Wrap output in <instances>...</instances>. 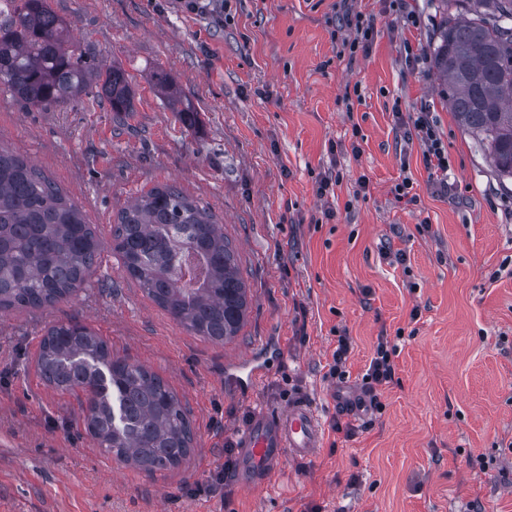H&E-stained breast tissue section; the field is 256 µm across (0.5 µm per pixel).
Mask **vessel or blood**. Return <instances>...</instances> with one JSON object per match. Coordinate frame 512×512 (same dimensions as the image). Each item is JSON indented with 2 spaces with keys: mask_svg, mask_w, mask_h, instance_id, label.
Instances as JSON below:
<instances>
[{
  "mask_svg": "<svg viewBox=\"0 0 512 512\" xmlns=\"http://www.w3.org/2000/svg\"><path fill=\"white\" fill-rule=\"evenodd\" d=\"M319 441V424L307 402L294 401L285 409L254 415L239 437L245 468L241 483L263 482L285 459L311 458Z\"/></svg>",
  "mask_w": 512,
  "mask_h": 512,
  "instance_id": "b4317fda",
  "label": "vessel or blood"
}]
</instances>
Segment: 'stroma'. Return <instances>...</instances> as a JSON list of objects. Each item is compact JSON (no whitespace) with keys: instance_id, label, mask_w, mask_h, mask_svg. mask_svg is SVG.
<instances>
[{"instance_id":"obj_1","label":"stroma","mask_w":512,"mask_h":512,"mask_svg":"<svg viewBox=\"0 0 512 512\" xmlns=\"http://www.w3.org/2000/svg\"><path fill=\"white\" fill-rule=\"evenodd\" d=\"M226 3L234 20L222 24ZM340 3L209 0L193 14L176 0H50L72 24L70 48L119 64L135 96L119 115L93 89L37 111L0 89V146L50 177L103 243L70 298L0 316V512H512V179L457 124L433 68L412 69L405 53L433 54L465 7L407 0L419 23L406 26L383 0H353L377 36L351 58L331 39ZM159 71L192 124L155 87ZM352 85L361 99L348 108ZM424 105L448 152L444 196L396 119ZM324 172L342 177L328 204L316 195ZM404 172L409 203L393 193ZM169 184L223 224L250 288L246 324L225 344L173 321L112 253L119 210ZM70 319L188 405L194 447L181 467L119 463L85 432L81 391L45 383L40 342ZM341 334L351 349L339 381L327 371ZM381 336L397 347L383 408L352 415L354 436L334 433ZM247 359L261 376L242 391L224 376ZM298 397L318 415L316 454L239 487L232 441Z\"/></svg>"}]
</instances>
